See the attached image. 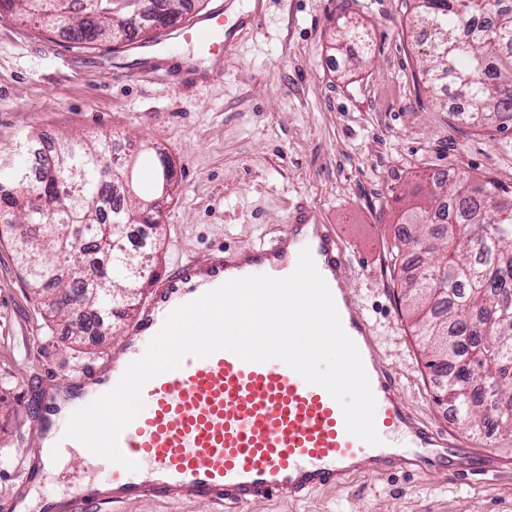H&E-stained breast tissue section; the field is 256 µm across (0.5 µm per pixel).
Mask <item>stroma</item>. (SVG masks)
Instances as JSON below:
<instances>
[{
	"label": "stroma",
	"mask_w": 512,
	"mask_h": 512,
	"mask_svg": "<svg viewBox=\"0 0 512 512\" xmlns=\"http://www.w3.org/2000/svg\"><path fill=\"white\" fill-rule=\"evenodd\" d=\"M265 24L241 31L217 62L195 43L81 52L0 18V165L49 133L149 143L174 169L161 206L157 272L175 249L200 256L245 247L307 210L338 225L357 256L347 286L373 324L404 399L475 453L507 463L494 482L471 475H354L348 487L250 512H512V436L467 429L437 393L429 356L401 297L389 249L411 194L430 174H467L512 191V125L487 132L453 117L422 70L411 0H262ZM360 37L350 40L348 29ZM223 76H215L216 66ZM125 326L87 341L49 317L0 239V508L31 452L25 410L42 378L65 380L117 353Z\"/></svg>",
	"instance_id": "stroma-1"
}]
</instances>
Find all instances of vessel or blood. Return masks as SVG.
<instances>
[{
	"label": "vessel or blood",
	"instance_id": "1",
	"mask_svg": "<svg viewBox=\"0 0 512 512\" xmlns=\"http://www.w3.org/2000/svg\"><path fill=\"white\" fill-rule=\"evenodd\" d=\"M230 7V0H215L208 15L180 27L179 36L209 48L219 36L232 42L243 24L262 25V14L234 18ZM293 247L310 249L342 326L361 353L376 398L381 445L348 434L331 395L281 361L248 362L225 350L189 356L179 369L144 385V407L120 434V451L138 471L83 451L85 478L74 495H42L40 512H92L107 502L119 506L171 496L209 504L213 512H247L259 501L284 496L299 501L344 486L361 471L378 478L395 468L410 476L435 472L454 479L470 470L498 475L500 463L489 453L471 457L468 468L449 469L457 443L403 399L396 373L380 357L370 320L345 286L353 269L346 238L334 225L299 221L246 248H218L202 256L176 251L118 354L81 376L43 380L27 417L44 457L19 471L14 512H27L26 493L43 487L50 466L75 448V440L64 436L71 414L108 394L176 309L232 279L280 275L289 268Z\"/></svg>",
	"mask_w": 512,
	"mask_h": 512
}]
</instances>
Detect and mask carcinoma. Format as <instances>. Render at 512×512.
Masks as SVG:
<instances>
[{"label": "carcinoma", "instance_id": "obj_1", "mask_svg": "<svg viewBox=\"0 0 512 512\" xmlns=\"http://www.w3.org/2000/svg\"><path fill=\"white\" fill-rule=\"evenodd\" d=\"M147 0H0V15L33 21L37 34L68 33L79 51H95L113 42L122 26V45L157 41L174 26L168 16H184L189 0H167V13L150 17L156 29H144L138 12ZM504 0H415L414 23L437 35L451 34L442 49L424 59L434 82L444 76L468 103L467 118L478 127L503 128L512 120V7ZM485 23L478 30L473 24ZM148 158L112 163L107 141L89 142L66 135L42 157L40 177L26 189H0V212L7 211L25 231L11 238L27 285L48 303L55 316L76 309L97 311L102 329L112 316L132 305L127 292L149 283L151 269L137 281L128 279L135 260L112 239L130 224H145L148 247L155 245L161 224L147 202L154 199L163 166L145 171ZM448 196L443 210L437 198L415 199L400 217L402 237L389 252L399 262L402 245L425 241L420 271L401 282L415 335L441 372V396L465 427L488 425L512 433V409L499 406L512 397V196L494 182L460 176L438 182ZM78 228L84 239L109 248L107 263L82 267L68 278L75 256L62 253L59 234Z\"/></svg>", "mask_w": 512, "mask_h": 512}]
</instances>
